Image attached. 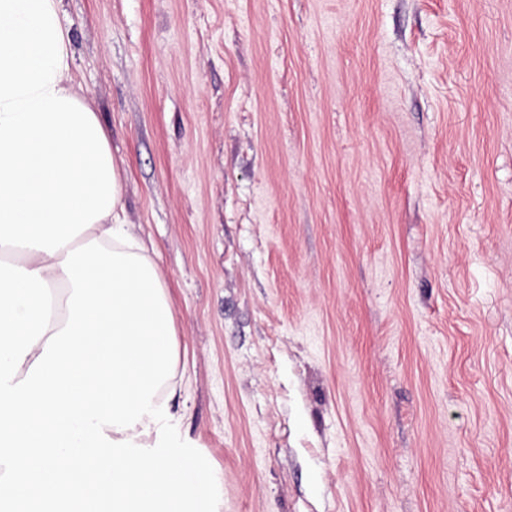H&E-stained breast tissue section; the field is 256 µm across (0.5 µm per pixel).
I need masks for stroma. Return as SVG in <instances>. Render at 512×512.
Listing matches in <instances>:
<instances>
[{"label": "stroma", "instance_id": "1", "mask_svg": "<svg viewBox=\"0 0 512 512\" xmlns=\"http://www.w3.org/2000/svg\"><path fill=\"white\" fill-rule=\"evenodd\" d=\"M59 15L201 512H512V0Z\"/></svg>", "mask_w": 512, "mask_h": 512}]
</instances>
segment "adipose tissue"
I'll use <instances>...</instances> for the list:
<instances>
[{
    "label": "adipose tissue",
    "mask_w": 512,
    "mask_h": 512,
    "mask_svg": "<svg viewBox=\"0 0 512 512\" xmlns=\"http://www.w3.org/2000/svg\"><path fill=\"white\" fill-rule=\"evenodd\" d=\"M58 5L0 0V503L194 512L161 399L172 307L70 85Z\"/></svg>",
    "instance_id": "ef3b65f1"
}]
</instances>
